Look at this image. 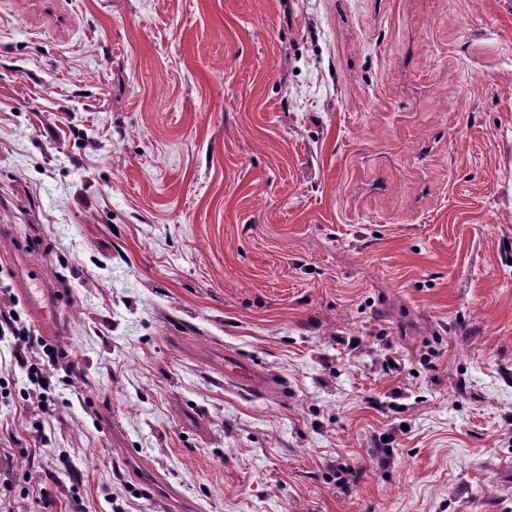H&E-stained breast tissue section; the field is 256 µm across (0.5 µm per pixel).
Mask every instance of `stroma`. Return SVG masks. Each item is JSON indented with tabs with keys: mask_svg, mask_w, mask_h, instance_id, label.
<instances>
[{
	"mask_svg": "<svg viewBox=\"0 0 512 512\" xmlns=\"http://www.w3.org/2000/svg\"><path fill=\"white\" fill-rule=\"evenodd\" d=\"M28 272L0 512H164L133 447L194 512H512V0H0ZM19 287L38 332L46 337L55 335L61 324L60 296L50 288H28L27 274L19 280ZM0 336L12 338V356L18 366L26 370L32 386L27 390V402L43 415L49 414L52 411L49 395L53 377L51 368L55 369L57 365L55 349L36 336L13 308L6 306L0 307Z\"/></svg>",
	"mask_w": 512,
	"mask_h": 512,
	"instance_id": "1",
	"label": "stroma"
}]
</instances>
